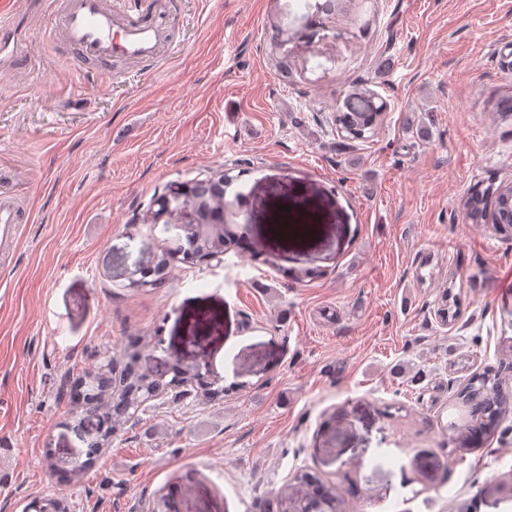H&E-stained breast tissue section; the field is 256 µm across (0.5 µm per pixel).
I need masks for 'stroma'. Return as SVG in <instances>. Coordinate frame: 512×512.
Listing matches in <instances>:
<instances>
[{"instance_id":"1","label":"stroma","mask_w":512,"mask_h":512,"mask_svg":"<svg viewBox=\"0 0 512 512\" xmlns=\"http://www.w3.org/2000/svg\"><path fill=\"white\" fill-rule=\"evenodd\" d=\"M166 2L161 64L116 61L106 82L48 40L43 0H0L26 43L0 80V196L25 211L0 257V512L52 494L75 512H265L273 492L285 512L303 467L356 512H512L491 490L512 473V415L474 448L448 427L468 417L454 361L512 360V240L464 207L512 183V115L494 110L512 98V0H342L329 32L297 0ZM280 21L286 82L268 59ZM358 89L387 109L349 143L332 112ZM218 168L239 250L134 289L163 237L147 207ZM284 205L316 232L275 236ZM141 336L144 368L209 362L223 399L168 394L80 478L50 475L45 449L85 450L76 373Z\"/></svg>"}]
</instances>
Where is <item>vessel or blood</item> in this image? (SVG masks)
I'll return each mask as SVG.
<instances>
[{"instance_id":"obj_1","label":"vessel or blood","mask_w":512,"mask_h":512,"mask_svg":"<svg viewBox=\"0 0 512 512\" xmlns=\"http://www.w3.org/2000/svg\"><path fill=\"white\" fill-rule=\"evenodd\" d=\"M164 16L144 6L142 0H125L122 10L106 6L104 0H66L59 22L49 38H62L80 57L111 62L126 59L154 64L161 58L166 40ZM22 43L12 21L0 17V56L21 54ZM18 229L14 201L0 200V242H12Z\"/></svg>"}]
</instances>
